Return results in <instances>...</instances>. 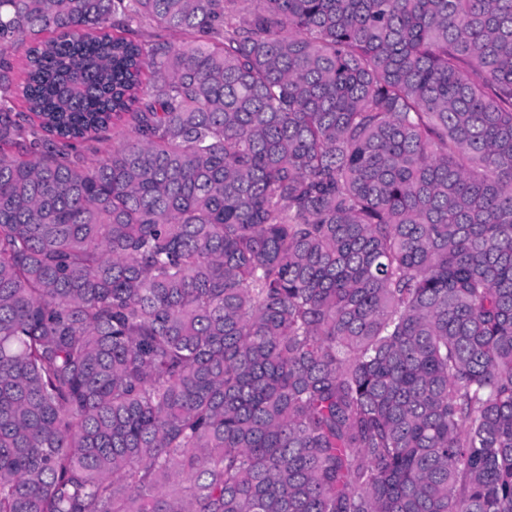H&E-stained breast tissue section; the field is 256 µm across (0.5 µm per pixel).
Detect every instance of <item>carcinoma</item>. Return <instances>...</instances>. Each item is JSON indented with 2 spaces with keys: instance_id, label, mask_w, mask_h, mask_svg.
Here are the masks:
<instances>
[{
  "instance_id": "obj_1",
  "label": "carcinoma",
  "mask_w": 512,
  "mask_h": 512,
  "mask_svg": "<svg viewBox=\"0 0 512 512\" xmlns=\"http://www.w3.org/2000/svg\"><path fill=\"white\" fill-rule=\"evenodd\" d=\"M0 512H512V0H0Z\"/></svg>"
}]
</instances>
